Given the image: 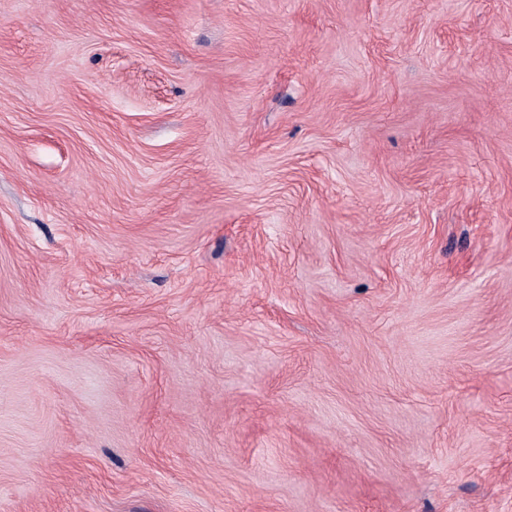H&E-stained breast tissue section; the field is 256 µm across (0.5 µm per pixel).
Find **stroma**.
I'll list each match as a JSON object with an SVG mask.
<instances>
[{"mask_svg":"<svg viewBox=\"0 0 512 512\" xmlns=\"http://www.w3.org/2000/svg\"><path fill=\"white\" fill-rule=\"evenodd\" d=\"M0 512H512V0H0Z\"/></svg>","mask_w":512,"mask_h":512,"instance_id":"35a3bbf8","label":"stroma"}]
</instances>
